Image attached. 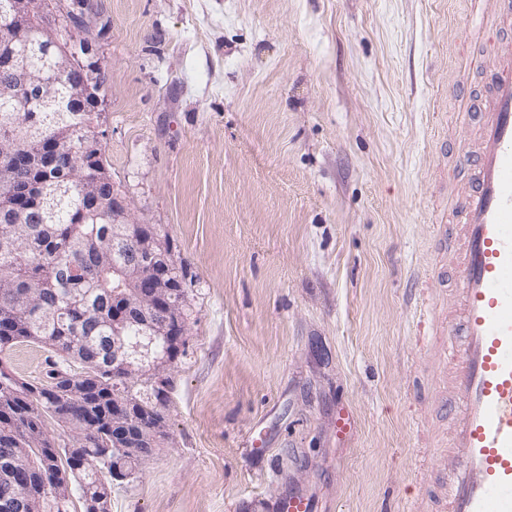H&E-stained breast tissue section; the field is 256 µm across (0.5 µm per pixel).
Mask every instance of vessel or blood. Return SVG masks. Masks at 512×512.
Instances as JSON below:
<instances>
[{
    "label": "vessel or blood",
    "instance_id": "vessel-or-blood-1",
    "mask_svg": "<svg viewBox=\"0 0 512 512\" xmlns=\"http://www.w3.org/2000/svg\"><path fill=\"white\" fill-rule=\"evenodd\" d=\"M467 28L486 37L463 46L466 71L480 79L486 106L474 139L454 154L472 173L442 176L452 216L435 222L434 263L421 290L449 280L448 301L423 299L424 345L459 411L446 447L453 478L448 512H512V0H469Z\"/></svg>",
    "mask_w": 512,
    "mask_h": 512
}]
</instances>
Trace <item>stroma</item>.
Instances as JSON below:
<instances>
[{
    "instance_id": "stroma-1",
    "label": "stroma",
    "mask_w": 512,
    "mask_h": 512,
    "mask_svg": "<svg viewBox=\"0 0 512 512\" xmlns=\"http://www.w3.org/2000/svg\"><path fill=\"white\" fill-rule=\"evenodd\" d=\"M112 183L185 265L171 442L112 512H444L448 393L411 300L459 138L466 0H85ZM356 429L335 434L338 411ZM263 439L264 455L252 452Z\"/></svg>"
}]
</instances>
